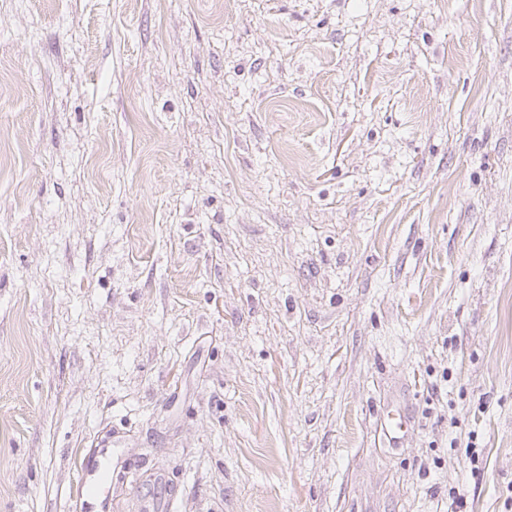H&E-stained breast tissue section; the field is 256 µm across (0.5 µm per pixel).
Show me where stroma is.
I'll use <instances>...</instances> for the list:
<instances>
[{
  "mask_svg": "<svg viewBox=\"0 0 512 512\" xmlns=\"http://www.w3.org/2000/svg\"><path fill=\"white\" fill-rule=\"evenodd\" d=\"M1 145L0 512H512V0H0Z\"/></svg>",
  "mask_w": 512,
  "mask_h": 512,
  "instance_id": "35a3bbf8",
  "label": "stroma"
}]
</instances>
